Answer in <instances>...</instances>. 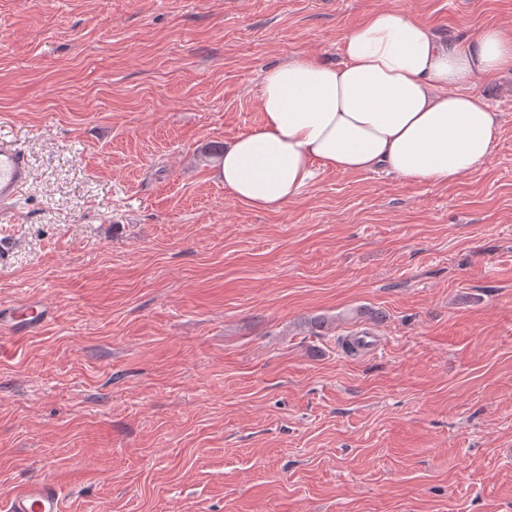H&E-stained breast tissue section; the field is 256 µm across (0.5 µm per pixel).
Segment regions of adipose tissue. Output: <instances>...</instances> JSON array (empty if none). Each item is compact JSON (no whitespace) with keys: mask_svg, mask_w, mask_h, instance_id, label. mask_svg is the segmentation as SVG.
Instances as JSON below:
<instances>
[{"mask_svg":"<svg viewBox=\"0 0 512 512\" xmlns=\"http://www.w3.org/2000/svg\"><path fill=\"white\" fill-rule=\"evenodd\" d=\"M342 54L338 64L293 54L264 73L261 124L219 161L235 201L275 211L326 171L444 184L489 159L499 115L470 87L512 72L511 34L491 26L450 40L381 9L345 34Z\"/></svg>","mask_w":512,"mask_h":512,"instance_id":"obj_1","label":"adipose tissue"}]
</instances>
